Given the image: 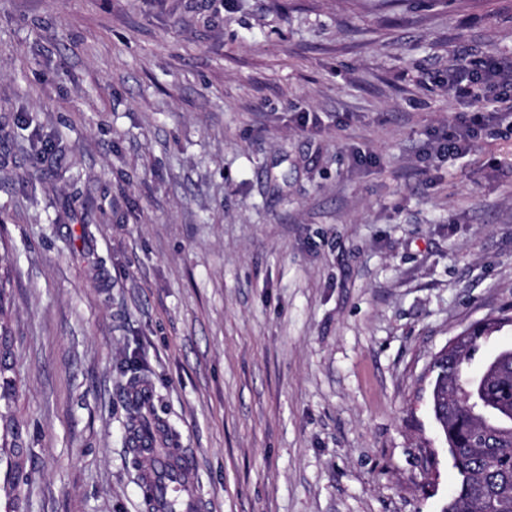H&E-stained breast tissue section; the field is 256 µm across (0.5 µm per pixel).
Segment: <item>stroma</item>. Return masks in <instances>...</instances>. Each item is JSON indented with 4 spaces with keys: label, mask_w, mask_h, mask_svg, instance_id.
<instances>
[{
    "label": "stroma",
    "mask_w": 512,
    "mask_h": 512,
    "mask_svg": "<svg viewBox=\"0 0 512 512\" xmlns=\"http://www.w3.org/2000/svg\"><path fill=\"white\" fill-rule=\"evenodd\" d=\"M510 57L512 0H0V512H148L131 364L203 512H442L430 365L512 308L448 73Z\"/></svg>",
    "instance_id": "obj_1"
}]
</instances>
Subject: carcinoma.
I'll use <instances>...</instances> for the list:
<instances>
[{
	"label": "carcinoma",
	"instance_id": "obj_1",
	"mask_svg": "<svg viewBox=\"0 0 512 512\" xmlns=\"http://www.w3.org/2000/svg\"><path fill=\"white\" fill-rule=\"evenodd\" d=\"M505 322L511 323L512 317L472 326L465 332L471 349L443 352L433 362L431 410L460 476L444 512H475L481 498L490 503L489 512L512 508V349L498 352L500 371L481 380L484 397L497 412L478 421L468 398L469 385H460L465 366ZM126 409L128 428L152 437L153 411L131 399Z\"/></svg>",
	"mask_w": 512,
	"mask_h": 512
}]
</instances>
